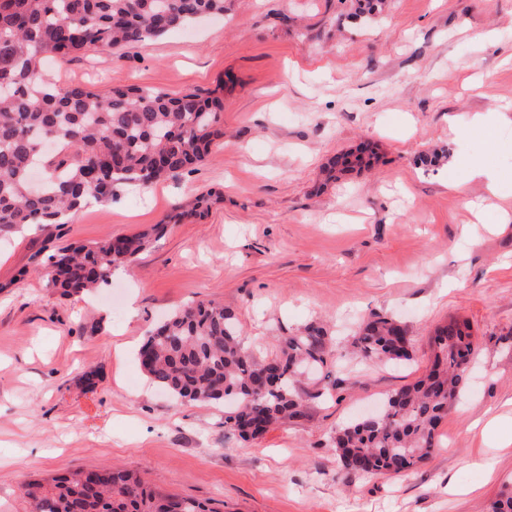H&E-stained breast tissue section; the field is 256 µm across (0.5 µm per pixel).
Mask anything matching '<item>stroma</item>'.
Wrapping results in <instances>:
<instances>
[{"instance_id":"1","label":"stroma","mask_w":512,"mask_h":512,"mask_svg":"<svg viewBox=\"0 0 512 512\" xmlns=\"http://www.w3.org/2000/svg\"><path fill=\"white\" fill-rule=\"evenodd\" d=\"M348 11V0H225L223 14L158 40L41 62L95 91L234 88L224 136L193 172L0 236V512H25L30 479L111 467L215 512H487L512 489V222L476 223L482 181L446 185L451 165L488 164L502 176L492 201L512 213V0H391L369 27ZM480 112L499 119L475 124ZM366 146L371 168L322 185L331 156ZM206 191L219 196L209 213L170 225L110 287L70 298L47 287V249L150 230ZM200 299L233 311L260 357L309 323L345 337L380 315L406 326L412 359L344 356L330 396L303 380V417L244 441L225 432L223 407L175 401L138 359L149 327ZM452 319L480 352L432 458L405 477L342 471L336 429L422 376Z\"/></svg>"}]
</instances>
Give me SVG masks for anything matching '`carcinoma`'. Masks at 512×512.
<instances>
[{
  "label": "carcinoma",
  "mask_w": 512,
  "mask_h": 512,
  "mask_svg": "<svg viewBox=\"0 0 512 512\" xmlns=\"http://www.w3.org/2000/svg\"><path fill=\"white\" fill-rule=\"evenodd\" d=\"M385 6L386 0H353L352 18L373 22ZM222 13L224 0H0V85L7 86L0 91V235L31 224H63L89 195L107 201L119 186L147 189L190 170L224 136L225 83L175 97L136 86L102 94L44 77L42 58L108 53ZM370 159L362 151L338 154L324 168L326 180ZM212 202L211 191L183 200L155 234L203 216ZM147 242L142 233L53 249L41 263L54 269L46 285L63 296L105 286ZM351 345L371 363L411 359L407 329L385 316L361 324ZM333 346L334 337L314 322L282 337L279 353L257 360L243 345L236 315L199 300L149 330L139 355L154 385L181 402L224 405V428L248 440L302 416L294 383L337 363ZM477 350L469 323L438 326L429 372L391 395L379 416L336 429L332 442L341 470L404 476L425 462L439 423L469 386L466 364ZM22 495L28 512H212L204 502L161 494L114 468L34 478Z\"/></svg>",
  "instance_id": "1"
}]
</instances>
